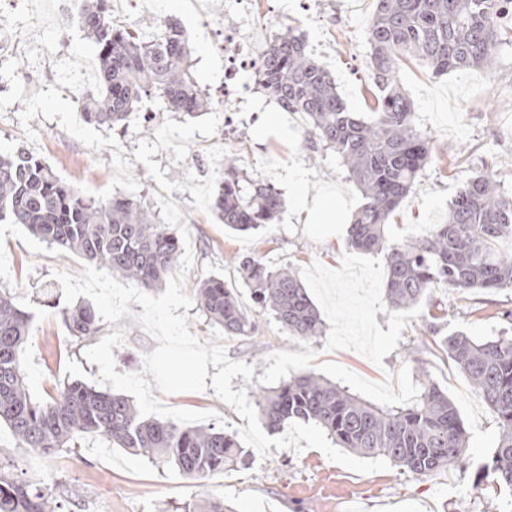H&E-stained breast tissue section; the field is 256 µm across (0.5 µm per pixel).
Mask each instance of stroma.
<instances>
[{
  "instance_id": "stroma-1",
  "label": "stroma",
  "mask_w": 512,
  "mask_h": 512,
  "mask_svg": "<svg viewBox=\"0 0 512 512\" xmlns=\"http://www.w3.org/2000/svg\"><path fill=\"white\" fill-rule=\"evenodd\" d=\"M229 6V0H140L128 9L125 23L149 40L161 23L179 20L192 49L190 72L199 88L215 97L224 83L218 51L224 38L216 25ZM373 7L374 0H254L252 5L257 26L268 34L289 25L305 35L310 53L335 78L349 110L363 117L374 104L366 36ZM46 45L45 55L0 61L1 152L24 147L87 195L132 196L157 223L159 199L174 201L191 234L194 264L185 274V288L213 275L237 284L232 256L254 254L271 266L291 267L318 307L326 331L313 341L289 337L267 313L258 317L252 335L229 336L191 307V333L225 345L230 360L253 367L251 380L233 378V390L249 393L312 370L382 407L410 402L428 376L447 391L464 422L468 462L431 477L395 465L358 473L318 450L298 454L273 447L264 457L249 446L244 466L191 481L174 468L96 439L87 440L79 454L62 451L45 459L18 448L5 428L0 454L20 459L30 480L54 474L65 488V512H188L208 498L223 500L233 512H498L496 498L472 488L498 436L483 400L442 357L428 356L421 368L406 354L418 345L436 303L448 308L442 333L462 329L479 338L512 336V289L461 296L438 288L411 313L393 310L384 292L382 254L352 250L346 223L307 224L293 212L292 193L298 188L312 200L335 196L348 219L362 204L335 156L312 160L303 145V114L286 113L287 133L270 131L261 138L264 110L228 113L219 103L189 117L165 111L160 99L148 96L124 126H100L85 121L78 108L81 97L100 91L94 43L76 25L47 35ZM23 64L33 74L31 83L16 75ZM398 80L413 103L417 130L431 139L442 160L426 170L393 215L388 237L395 243L444 223L450 200L483 169L497 171L505 192L512 193V45L499 48L491 70L460 68L436 77L413 60L401 66ZM227 155L279 190L284 209L273 224L237 234L216 219L211 205ZM189 156L194 165H185ZM83 266L82 258L63 256L22 225L0 223V290L33 316L32 338L20 363L36 397L67 381L100 384L99 366L85 357L87 342L70 335L60 314L64 296L53 277L58 270L79 274ZM131 309L132 316L118 324L101 325L105 335L124 329V343L113 350L120 373L141 371L143 354L158 346L133 319L141 305ZM161 401L171 408L215 412L230 432L247 424L211 388L165 395Z\"/></svg>"
}]
</instances>
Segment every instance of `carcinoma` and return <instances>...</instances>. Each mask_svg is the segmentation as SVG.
Returning <instances> with one entry per match:
<instances>
[{
    "instance_id": "carcinoma-1",
    "label": "carcinoma",
    "mask_w": 512,
    "mask_h": 512,
    "mask_svg": "<svg viewBox=\"0 0 512 512\" xmlns=\"http://www.w3.org/2000/svg\"><path fill=\"white\" fill-rule=\"evenodd\" d=\"M79 24L97 44L101 92L79 99L85 118L101 126L125 122L144 95L165 109L196 116L213 107L190 73L191 48L180 25L166 21L150 41L111 19L108 0H80ZM371 73L378 94L372 119L348 111L335 79L307 51L303 35L288 25L269 41L258 83L284 111L307 116L306 148L336 156L363 198L348 245L380 252L391 308L413 310L435 288L450 293L512 288V196L490 169L472 175L448 205L443 224L421 238L392 243L387 226L426 168L439 163L433 143L415 127L412 103L397 80L401 61H423L435 76L457 68L491 69L497 50L512 44V0H375L367 27ZM213 210L234 232L256 231L274 221L282 200L274 186L225 156ZM21 224L65 256L82 257L146 290L161 286L180 253L179 239L131 197L94 198L61 181L52 168L19 147L0 153V222ZM253 307L237 288L210 276L193 288L209 321L229 335L247 336L255 317L269 313L302 340L324 335L325 323L302 282L288 267L270 269L255 255L232 258ZM445 308L430 314V341L470 383L493 417L498 438L479 481L512 495V337L476 338L463 331L439 335ZM71 336L87 340L100 326L94 308L63 312ZM32 315L0 293V425L19 447L44 456L78 452L89 438L174 464L188 480L233 469L244 460L236 437L214 425L179 427L142 417L127 396L81 381L35 398L19 361L31 336ZM265 426L280 432L312 422L341 448L363 458L382 456L403 470L432 476L466 465L469 436L448 393L433 380L406 406L378 407L314 372L277 387L252 391ZM18 464H0V512H60L62 484L50 475L28 481Z\"/></svg>"
}]
</instances>
